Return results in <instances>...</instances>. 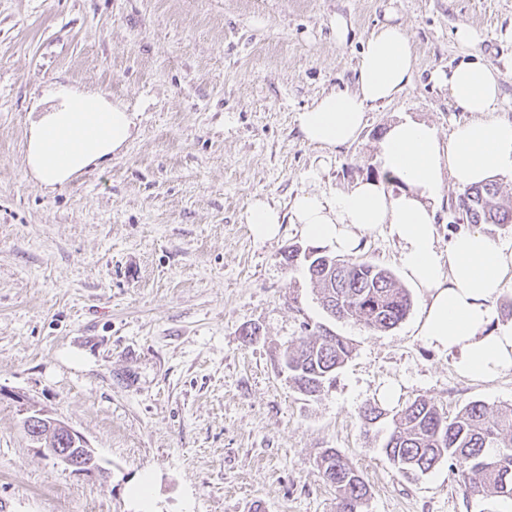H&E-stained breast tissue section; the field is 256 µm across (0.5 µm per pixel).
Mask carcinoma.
Returning a JSON list of instances; mask_svg holds the SVG:
<instances>
[{"instance_id": "obj_1", "label": "carcinoma", "mask_w": 512, "mask_h": 512, "mask_svg": "<svg viewBox=\"0 0 512 512\" xmlns=\"http://www.w3.org/2000/svg\"><path fill=\"white\" fill-rule=\"evenodd\" d=\"M468 224H512V206L501 201L494 179L467 187L454 205ZM321 304L332 316L366 327L389 330L409 314L411 297L395 276L370 260L342 261L319 253L304 259ZM346 338L324 329L286 347L281 362L294 388L317 398L351 356ZM384 452L405 477L414 479L443 461L466 493L512 496V404L470 401L449 418L429 399L419 398L396 412ZM322 480L336 492V512H361L368 496L363 473L334 448L316 460Z\"/></svg>"}]
</instances>
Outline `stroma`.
Listing matches in <instances>:
<instances>
[{
	"label": "stroma",
	"instance_id": "35a3bbf8",
	"mask_svg": "<svg viewBox=\"0 0 512 512\" xmlns=\"http://www.w3.org/2000/svg\"><path fill=\"white\" fill-rule=\"evenodd\" d=\"M392 21L412 41L411 85L350 144L303 142L297 113L353 88L365 38ZM463 25L505 69L512 119V0H0V512H140L130 490L146 476L158 512H335L315 466L327 448L363 472L365 512H512L464 494L444 462L403 477L386 422L360 419L387 385L390 414L420 397L449 416L512 404V371L465 379L418 336L425 292L385 233L361 255L412 300L386 332L327 314L286 261L311 245L290 218L297 193L378 176L399 118L444 139L466 120L431 80L459 60ZM65 89L122 104L135 125L111 159L47 186L26 162L30 128ZM257 199L284 217L275 239L244 222ZM316 327L353 352L310 399L279 357ZM35 411L78 431L99 470L46 456L23 428Z\"/></svg>",
	"mask_w": 512,
	"mask_h": 512
}]
</instances>
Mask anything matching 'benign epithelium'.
Segmentation results:
<instances>
[{"mask_svg": "<svg viewBox=\"0 0 512 512\" xmlns=\"http://www.w3.org/2000/svg\"><path fill=\"white\" fill-rule=\"evenodd\" d=\"M27 435L40 444L49 456L73 468L77 472L98 470L94 449L86 439L64 423L48 418L41 412H35L24 420ZM70 444L61 448L59 444Z\"/></svg>", "mask_w": 512, "mask_h": 512, "instance_id": "7a95c632", "label": "benign epithelium"}]
</instances>
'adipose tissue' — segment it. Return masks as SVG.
Masks as SVG:
<instances>
[{
  "label": "adipose tissue",
  "instance_id": "adipose-tissue-1",
  "mask_svg": "<svg viewBox=\"0 0 512 512\" xmlns=\"http://www.w3.org/2000/svg\"><path fill=\"white\" fill-rule=\"evenodd\" d=\"M459 63L435 71L469 118L441 140L427 123L403 119L392 124L376 159L394 185L357 181L332 194L303 192L292 201V221L314 242L344 255L357 254L367 237L386 230L397 244L402 267L424 288L427 301L419 334L435 351L452 356L462 377L481 382L512 370V325L499 324L493 299L512 280V243L497 242L479 230H462L440 250L437 215L447 179L478 184L493 174L512 177V120L500 117L503 71L475 55L477 32L460 27ZM414 60L403 24L384 23L366 37L354 89L333 91L296 116L304 142L324 148L351 143L365 114L391 102L411 84ZM133 117L100 96L68 92L57 111L32 128L28 163L46 184L73 174L122 147ZM69 130L67 147L54 142Z\"/></svg>",
  "mask_w": 512,
  "mask_h": 512
}]
</instances>
